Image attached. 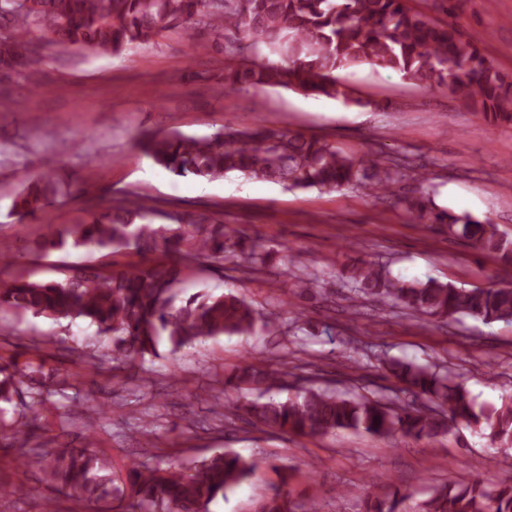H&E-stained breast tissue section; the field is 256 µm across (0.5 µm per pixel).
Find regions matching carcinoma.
Listing matches in <instances>:
<instances>
[{
	"mask_svg": "<svg viewBox=\"0 0 512 512\" xmlns=\"http://www.w3.org/2000/svg\"><path fill=\"white\" fill-rule=\"evenodd\" d=\"M180 29L197 50L209 45L207 32L221 45L222 90L236 93L282 88L358 104L354 89L336 72L361 65L389 69L424 87H443L464 104L493 121L512 122V77L498 70L461 33L456 23L438 24L410 10L405 0H0V70L24 73L43 46L59 54L86 50L118 54ZM39 33L45 42L31 35ZM139 145L155 164L176 176L203 182L229 175L279 183L288 189L334 190L357 187L375 197L412 166L367 153L350 156L324 139L277 129L240 130L226 126L210 135L152 134ZM53 159H44L39 178L20 175L21 189L12 201L19 221L35 218L55 203L63 188L53 178ZM417 194L402 200L410 219L439 224L448 236L465 240L481 254L512 265V238L498 225L470 213L437 208L425 173L414 171ZM158 210L138 199H121L105 213L40 245L45 252L67 248L117 252L132 248L158 252L163 260L144 259L116 269L72 265L62 280L25 277L0 282V312L13 310L69 325L82 321L112 343V361L129 365L158 356L166 340L171 352L219 336H252L257 329L279 332L284 311L259 312L232 292L206 289L186 294L182 288L189 263L202 261L222 270L230 262L261 274L270 255L242 231L206 211L164 212L166 224H151ZM345 279L355 295L380 307L402 310L418 323H445L461 317L486 324L512 323V288H464L434 278L404 280L387 266L360 260ZM377 367L394 376L403 390L426 401L425 408L400 405L336 390L294 385L284 365L279 370L245 361L224 380L237 395L258 393L240 405L264 430L296 436H326L351 430L374 437L434 440L459 425L475 427L496 448H512V396L484 412L460 377L434 366L377 358ZM42 367L16 360L0 364V421L12 408L8 448L15 461L35 466L58 491L94 502L107 497L123 512H205L207 506L243 481L259 475L260 462L233 450L218 451L189 471L145 467L137 462L116 470L94 448L92 436L80 448L59 445L34 448L32 421L17 398L27 388L31 402L43 392L33 386ZM286 391L277 398L271 391ZM257 502L255 512H316L310 499L296 503L285 486ZM362 512H512V473L494 482L472 479L440 485L419 500L393 492L367 495Z\"/></svg>",
	"mask_w": 512,
	"mask_h": 512,
	"instance_id": "carcinoma-1",
	"label": "carcinoma"
}]
</instances>
